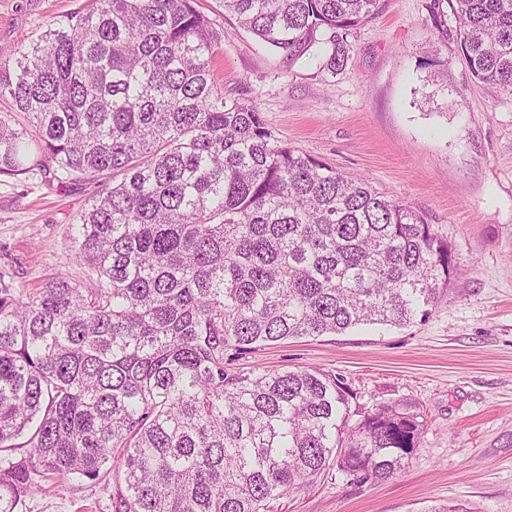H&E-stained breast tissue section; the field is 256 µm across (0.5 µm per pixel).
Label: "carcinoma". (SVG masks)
<instances>
[{
    "mask_svg": "<svg viewBox=\"0 0 512 512\" xmlns=\"http://www.w3.org/2000/svg\"><path fill=\"white\" fill-rule=\"evenodd\" d=\"M293 62L342 70L379 0H221ZM471 76L512 94V0H449ZM195 0H87L0 62V175L98 181L65 275L0 271V512L124 469L123 512H264L334 467L386 479L418 416L320 370L228 375L224 352L426 318L460 272L398 198L279 140L211 68Z\"/></svg>",
    "mask_w": 512,
    "mask_h": 512,
    "instance_id": "cac0c4a2",
    "label": "carcinoma"
}]
</instances>
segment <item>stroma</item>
Wrapping results in <instances>:
<instances>
[{
    "label": "stroma",
    "instance_id": "obj_1",
    "mask_svg": "<svg viewBox=\"0 0 512 512\" xmlns=\"http://www.w3.org/2000/svg\"><path fill=\"white\" fill-rule=\"evenodd\" d=\"M81 0H0V49L35 38ZM433 0H380L350 38L349 58L326 69L319 49L293 63L226 16L197 8L224 34L213 62L226 96L257 106L276 137L419 211L446 239L462 272L429 317L405 327L361 325L227 351L228 374L323 370L369 410L422 415L406 467L360 480L330 469L268 501L266 512H512V96L471 77L447 16ZM97 184L0 176V270L32 293L57 273L89 287L74 259L75 224ZM123 473L73 479L26 496L17 512H115Z\"/></svg>",
    "mask_w": 512,
    "mask_h": 512
}]
</instances>
